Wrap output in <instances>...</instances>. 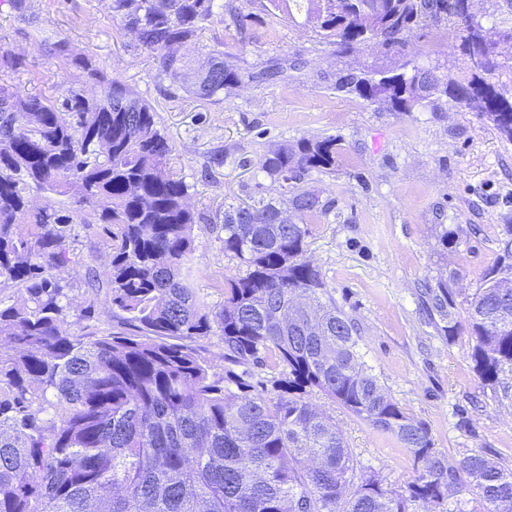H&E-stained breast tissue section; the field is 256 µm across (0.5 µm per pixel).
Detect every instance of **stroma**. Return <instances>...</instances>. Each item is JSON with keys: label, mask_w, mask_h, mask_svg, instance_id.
Returning <instances> with one entry per match:
<instances>
[{"label": "stroma", "mask_w": 512, "mask_h": 512, "mask_svg": "<svg viewBox=\"0 0 512 512\" xmlns=\"http://www.w3.org/2000/svg\"><path fill=\"white\" fill-rule=\"evenodd\" d=\"M34 18L0 7V49L24 57V93L60 96L69 82L65 59L47 53L40 37L65 39L73 50L105 66L157 112L173 152L170 165L188 186L200 217L194 228L196 288L211 307L224 302L225 278L242 273L224 253V210L252 194L263 174L259 159L301 138L336 137L334 170L314 172L309 184L332 202L315 220L308 254L338 306L357 319L364 359L388 394L426 424L449 461L473 449L512 468V401L482 383L469 358L470 301L484 275L502 263L501 242L512 228V141L468 106L394 112L337 92L338 73L407 60L440 65L454 79L469 77L458 39L447 22L414 30L396 51L367 48L349 55L321 42L311 28L269 15L266 0H223L238 8L209 22L184 54L194 65L221 51L225 61L255 72L284 62L273 82H244L221 100L201 99L159 76L155 54L113 19L108 0H30ZM301 60L290 68V60ZM463 225L467 235L445 247L441 228ZM74 256L57 276L71 287L73 308L84 302L90 261L106 264L102 231L73 225ZM447 280L454 291V332L424 305L426 287ZM349 448L363 465L397 489L417 474L412 456L391 435L374 430L322 394Z\"/></svg>", "instance_id": "stroma-1"}]
</instances>
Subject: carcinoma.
<instances>
[{
	"label": "carcinoma",
	"mask_w": 512,
	"mask_h": 512,
	"mask_svg": "<svg viewBox=\"0 0 512 512\" xmlns=\"http://www.w3.org/2000/svg\"><path fill=\"white\" fill-rule=\"evenodd\" d=\"M268 11L311 27L339 54L377 42L393 50L417 27L456 21L451 0H384L378 16L357 0H267ZM112 17L184 81L181 47L220 14L219 0H110ZM462 55L490 52L479 18L457 29ZM74 83L62 104L23 94L24 60L0 51V512H419L470 486L483 512H512V469L483 450L450 462L428 427L407 416L360 353L356 319L336 305L307 257L311 225L330 202L305 186L336 166V138H300L267 152L259 169L280 199L256 184L250 201L224 210V253L245 267L224 281L214 310L193 287L194 226L188 185L170 172L172 152L157 112L84 54L59 39ZM282 67L242 74L211 54L192 93L213 99L243 80H273ZM341 74L336 91L395 112L443 102L485 115L512 141L502 97L479 75L450 79L414 66ZM80 193L68 201L71 186ZM45 194L35 205L30 192ZM103 225L110 262L88 265L92 298L71 314V288L53 271L71 262L69 225ZM512 264L489 269L469 308L477 377L512 399ZM432 307L454 326L453 291L440 279ZM116 325L91 324L96 304ZM75 320H69V317ZM77 329L70 330L71 326ZM220 337L223 359L275 370L274 395L240 394L202 341ZM320 392L373 429L395 437L419 466L400 489L386 488L356 458Z\"/></svg>",
	"instance_id": "carcinoma-1"
}]
</instances>
